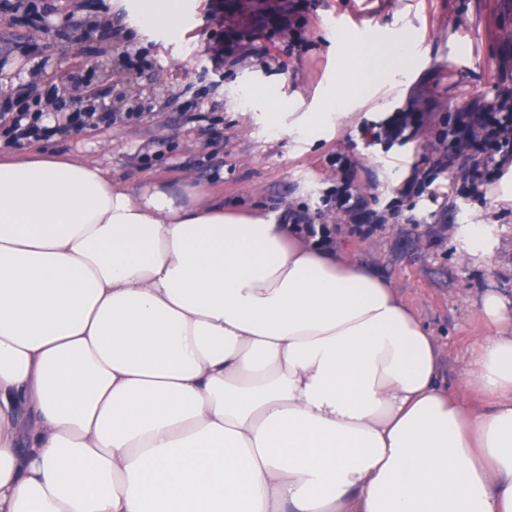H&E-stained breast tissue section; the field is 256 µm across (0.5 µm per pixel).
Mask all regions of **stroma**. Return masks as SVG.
Segmentation results:
<instances>
[{"label":"stroma","instance_id":"1","mask_svg":"<svg viewBox=\"0 0 512 512\" xmlns=\"http://www.w3.org/2000/svg\"><path fill=\"white\" fill-rule=\"evenodd\" d=\"M34 2L29 20L0 6V97L55 102L64 117L78 107L117 118L40 141L4 137L1 147L95 161L128 185L188 181L277 224L300 213L327 225L333 248L390 283L436 336L440 376L457 392L471 342L487 333L483 296L512 301V167L482 199L440 174L437 197L416 198L369 236L323 199L347 175L384 210L449 112L512 90V0H307L303 41L293 48L267 22L282 0H185L176 34L164 22L142 27L136 0ZM224 28L245 37L218 66L215 35ZM399 40L422 50L403 72L368 86L353 111L332 115L320 140L307 141L298 126L323 111L348 46ZM87 56L97 58L96 70L82 69ZM409 107L425 115L414 140L366 144L364 121ZM469 224L484 226L486 254H468Z\"/></svg>","mask_w":512,"mask_h":512}]
</instances>
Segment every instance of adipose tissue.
Here are the masks:
<instances>
[{
    "mask_svg": "<svg viewBox=\"0 0 512 512\" xmlns=\"http://www.w3.org/2000/svg\"><path fill=\"white\" fill-rule=\"evenodd\" d=\"M481 314L452 393L415 312L319 237L0 156V512H512V307Z\"/></svg>",
    "mask_w": 512,
    "mask_h": 512,
    "instance_id": "adipose-tissue-1",
    "label": "adipose tissue"
}]
</instances>
